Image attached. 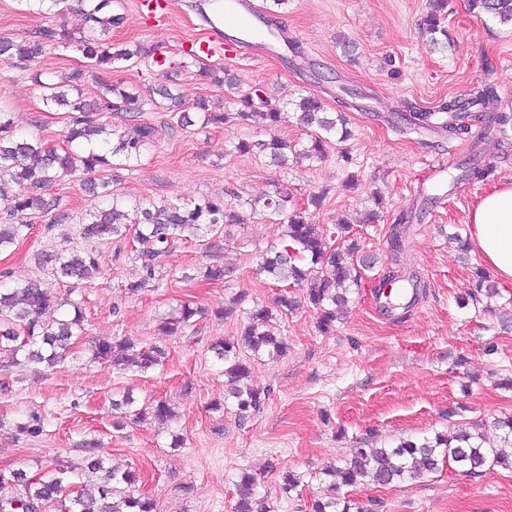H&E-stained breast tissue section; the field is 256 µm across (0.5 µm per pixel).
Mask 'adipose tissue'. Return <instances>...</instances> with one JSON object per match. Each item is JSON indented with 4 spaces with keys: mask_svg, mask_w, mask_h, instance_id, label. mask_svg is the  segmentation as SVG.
I'll list each match as a JSON object with an SVG mask.
<instances>
[{
    "mask_svg": "<svg viewBox=\"0 0 512 512\" xmlns=\"http://www.w3.org/2000/svg\"><path fill=\"white\" fill-rule=\"evenodd\" d=\"M471 243L503 285L512 284V185L495 187L472 207Z\"/></svg>",
    "mask_w": 512,
    "mask_h": 512,
    "instance_id": "adipose-tissue-1",
    "label": "adipose tissue"
}]
</instances>
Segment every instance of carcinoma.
<instances>
[{"instance_id":"1","label":"carcinoma","mask_w":512,"mask_h":512,"mask_svg":"<svg viewBox=\"0 0 512 512\" xmlns=\"http://www.w3.org/2000/svg\"><path fill=\"white\" fill-rule=\"evenodd\" d=\"M84 27L80 38L72 37L64 28L45 27L20 39L0 40V62L18 64L30 70L29 79L43 103L65 112L66 147L56 150L39 139L16 132L11 114L0 111V251L10 248L28 228L27 219L47 212L51 204L46 190L53 184L69 179L82 182L85 192L97 200L86 210L77 229L78 236L87 243L124 242L127 260L140 272L137 280L128 283L127 290L137 292L148 287L156 269L173 249L193 242H202L220 236L224 226L244 223L243 216L227 208L224 200L206 197L193 204L163 201L161 203L129 204L112 190L105 180L96 181L90 175L112 165L113 159L137 163L148 147L158 140L159 130L148 123L111 126L102 121V114L135 117L145 106H163L175 113L183 129L196 125L222 128L236 115L241 123L272 130L285 121L284 110L268 93L241 90L235 75L213 68L199 60L198 77L217 86L232 90L229 106L215 104L199 97L193 103L195 112L182 110L184 94L177 87L163 85L155 90L160 100L141 94L117 80L100 86L96 98H83L82 85L86 73L74 69L60 80L32 67L48 49L78 44L83 55L95 68L112 69L116 63L131 60L161 59L160 45L135 43L116 49L112 47V29L120 26L124 17L113 12L112 0H83ZM470 10L486 14L499 24L512 27V0H469ZM448 0H429V7L420 26L436 42L448 37L444 20ZM498 99L497 89L482 84L473 97L461 101L453 98L441 102L439 110L447 116L440 129L450 138L468 133L466 120L470 108L483 109ZM297 122L310 130L309 143L290 145L278 138L253 141L240 138L233 151L240 155L258 154L270 163L288 167L289 158L295 163L321 161L326 157L327 137L337 133L339 140L349 137L342 114L326 112L323 101L316 95H301L293 103ZM434 113L416 107L404 114L407 125L417 128L433 126ZM460 181H482L488 170L479 165H457ZM13 183L19 190L8 193L2 185ZM273 215L285 216L280 243L262 257L257 274H265L280 281H291L306 288L304 300L318 314V327L327 332L336 322V310L350 302L351 287L358 284L359 274L354 262L358 252L355 243L345 248L327 243L324 230L309 222L305 208L298 204L287 185H281L272 194H264L253 201ZM39 262L50 268L59 279H67L72 287L93 281L99 275V265L93 248L65 249L43 254ZM475 292L487 298L497 294L495 284L482 271L475 272ZM201 310L182 304L176 313L164 318L161 332L172 336L187 326ZM271 313L258 308L248 316L240 335L214 346L217 359L224 362V377L230 385L236 414L244 419L259 408L267 394L244 383L250 377V358L265 354L271 358L283 356L288 346L283 337L271 330ZM84 330V315L78 302L65 296H52L43 283L27 280L12 288L0 289V354L12 362L36 368L51 367L66 357L79 343ZM165 351L155 345L137 347L129 339L103 338L94 343L92 357L109 362L115 369L135 367L146 373L161 363ZM131 393L112 402L115 408H127L139 420L152 418L163 424L175 417L173 409L163 400L140 408ZM500 431L501 446L488 445L478 426L437 432L423 440L403 439L392 447L353 448L350 457L340 464L329 465L318 473L322 495L312 504V512H351V501L342 489L358 484L391 485L405 479L421 477L438 470L439 463H454L459 472L477 475L485 466L512 469V454L504 447H512V416L495 422ZM19 433L36 437L43 431V418L31 411L16 425ZM85 480H72L73 471L64 467L47 469L29 477L17 471L11 478L19 487L16 495L0 498V512H154V503L137 494L135 473L105 466V459L89 453L84 464ZM234 512H266L264 500L259 497L254 476L244 473L235 484Z\"/></svg>"}]
</instances>
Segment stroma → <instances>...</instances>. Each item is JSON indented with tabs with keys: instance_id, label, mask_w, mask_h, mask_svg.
<instances>
[{
	"instance_id": "obj_1",
	"label": "stroma",
	"mask_w": 512,
	"mask_h": 512,
	"mask_svg": "<svg viewBox=\"0 0 512 512\" xmlns=\"http://www.w3.org/2000/svg\"><path fill=\"white\" fill-rule=\"evenodd\" d=\"M124 23L112 32L115 44L162 45L163 69L129 65L121 71L126 86L147 93L175 81L187 99L222 97L221 89L199 84L196 70L184 67L191 46L208 40L201 20L203 0H171L164 25L139 13L136 0H119ZM427 0H286L276 8L279 26L299 43L300 56L283 44L261 57L221 51L209 57L215 67L237 74L244 86L273 95L290 106L311 92L328 111L347 87L360 92L347 112L351 137L331 142L322 162L281 170L264 160L229 150L240 137L274 135L291 144L307 141L304 129L288 120L273 133L232 122L221 129L182 130L172 113L146 107L139 120L158 127L155 147L140 165L105 171L113 189L129 200L191 203L239 196L246 221L226 227L211 244L177 249L159 270L153 286L129 294L126 285L138 274L119 253L118 243L97 246L101 275L72 293L85 315V333L74 355L40 371L0 358V473L35 474L57 462L84 465L87 442L108 465L136 471L138 487L155 503L154 512H232L234 486L241 472L260 482L270 512H306L319 491L315 476L326 465L346 459L359 443L392 446L446 431L449 423L480 424L490 443H498L496 419L512 414V285L500 287L490 305L458 307L483 261L461 252L453 235L468 236L466 216L477 197L492 187L512 184V29L488 15L469 11L468 0H448V42H431L420 26ZM76 32L83 26L78 0H66L58 13L37 14L18 0H0V37L18 39L47 26ZM353 42L345 50L344 42ZM39 69L60 74L86 72L83 93L95 97L112 72L90 67L78 46L48 50ZM494 85V111L477 113L463 138L404 131L407 105L429 110L450 98H470L475 86ZM0 109L11 112L18 131L60 146L62 112L44 106L27 71L0 64ZM485 129L475 137V129ZM448 161L447 197L437 201L425 175L438 158ZM466 160L491 167L482 182L456 181V166ZM288 181L296 200L324 191L321 207L307 215L321 225L329 243L350 238L361 254L375 256L363 271L351 302L329 333L316 327L317 314L307 305L290 314L274 310L280 282L254 277L262 254L278 242V216L253 212L251 199ZM47 197L67 223L54 224L55 212L32 217L16 244L0 252V286L41 280L58 297L64 282L40 268L36 253L79 246L78 220L91 203L78 183L53 185ZM404 223L402 251L394 253V224ZM413 270L422 287L409 313L385 310L379 286L394 263ZM228 268L224 281L208 283L205 267ZM205 308L183 333L161 335V317L180 304ZM272 310L273 324L288 341L277 359H252V383L266 390L260 410L238 420L232 410H213L224 395V365L214 345L238 335L246 311ZM128 337L162 347L166 358L155 372L117 371L91 362L90 348L102 337ZM131 392L137 404L166 400L176 418L160 425L125 420L114 399ZM45 417L35 438L17 434L16 421L31 409ZM302 478L291 492L283 476ZM349 499L379 512H512V471L487 467L476 476L455 466L385 487L350 488Z\"/></svg>"
}]
</instances>
